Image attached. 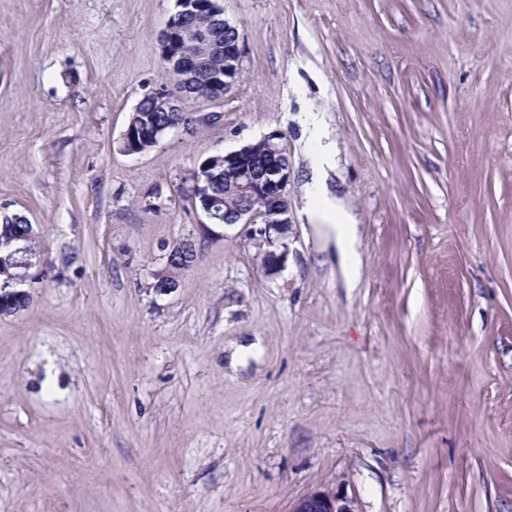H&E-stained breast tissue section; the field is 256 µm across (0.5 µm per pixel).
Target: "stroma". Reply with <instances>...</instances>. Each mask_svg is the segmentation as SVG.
Returning <instances> with one entry per match:
<instances>
[{
  "label": "stroma",
  "instance_id": "35a3bbf8",
  "mask_svg": "<svg viewBox=\"0 0 512 512\" xmlns=\"http://www.w3.org/2000/svg\"><path fill=\"white\" fill-rule=\"evenodd\" d=\"M214 121L122 151L176 0H0V212L47 274L0 316V512H512V0H223ZM324 184L360 265L306 213ZM282 133L288 257L203 226L206 151ZM192 238L177 288L163 248ZM289 512H357L333 489L314 492L294 502Z\"/></svg>",
  "mask_w": 512,
  "mask_h": 512
}]
</instances>
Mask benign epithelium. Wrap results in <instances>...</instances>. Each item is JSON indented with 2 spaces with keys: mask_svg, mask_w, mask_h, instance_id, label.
Masks as SVG:
<instances>
[{
  "mask_svg": "<svg viewBox=\"0 0 512 512\" xmlns=\"http://www.w3.org/2000/svg\"><path fill=\"white\" fill-rule=\"evenodd\" d=\"M178 11L169 20L160 35L161 56L165 68L172 74V86H160L151 92L157 106L164 112H185L182 102L194 97L220 99L238 81L241 72L242 49L236 26L224 18L221 0H214L209 29L201 31L195 23L197 4L194 0H178ZM229 32L221 38L220 32ZM193 45V52L186 54L174 49L181 41ZM280 135L269 133L257 143L247 144L233 152H211L212 157L224 162L228 173L230 191L239 199V207L232 220L221 215L218 201L209 200L201 211L212 225L222 223L250 224L255 216L262 218L258 242L267 246L263 259L267 267L276 269L286 260V238L291 224L288 200L285 194L289 179V161ZM262 145L272 159L256 169L253 151ZM264 197L265 210L251 208V201ZM198 256L196 243L183 238L166 250V260L182 262L183 270H189ZM289 512H355L351 502L333 489L314 492L294 502Z\"/></svg>",
  "mask_w": 512,
  "mask_h": 512,
  "instance_id": "7a95c632",
  "label": "benign epithelium"
}]
</instances>
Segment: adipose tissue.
<instances>
[{"mask_svg":"<svg viewBox=\"0 0 512 512\" xmlns=\"http://www.w3.org/2000/svg\"><path fill=\"white\" fill-rule=\"evenodd\" d=\"M307 213L322 222L327 237L335 241L343 275L346 281H353L359 266V228L354 216L325 190L317 193Z\"/></svg>","mask_w":512,"mask_h":512,"instance_id":"adipose-tissue-1","label":"adipose tissue"}]
</instances>
